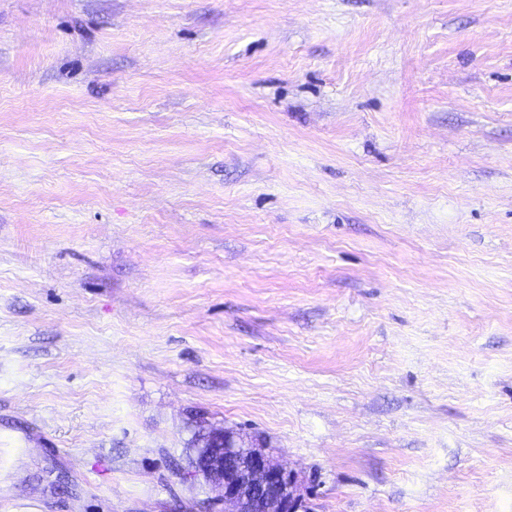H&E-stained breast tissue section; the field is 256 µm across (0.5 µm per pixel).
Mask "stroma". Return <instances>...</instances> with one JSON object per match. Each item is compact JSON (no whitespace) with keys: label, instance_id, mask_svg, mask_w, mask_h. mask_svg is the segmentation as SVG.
<instances>
[{"label":"stroma","instance_id":"35a3bbf8","mask_svg":"<svg viewBox=\"0 0 512 512\" xmlns=\"http://www.w3.org/2000/svg\"><path fill=\"white\" fill-rule=\"evenodd\" d=\"M512 512V0H0V512ZM223 444L204 453L196 467L211 485L220 488L224 512H308L313 488L286 471L253 442L228 432H213Z\"/></svg>","mask_w":512,"mask_h":512}]
</instances>
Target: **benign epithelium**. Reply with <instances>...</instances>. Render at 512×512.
Returning <instances> with one entry per match:
<instances>
[{
	"instance_id": "obj_1",
	"label": "benign epithelium",
	"mask_w": 512,
	"mask_h": 512,
	"mask_svg": "<svg viewBox=\"0 0 512 512\" xmlns=\"http://www.w3.org/2000/svg\"><path fill=\"white\" fill-rule=\"evenodd\" d=\"M222 445L204 453L196 467L211 485L221 489L224 512H308L313 489L273 462L254 443L228 432H215Z\"/></svg>"
}]
</instances>
